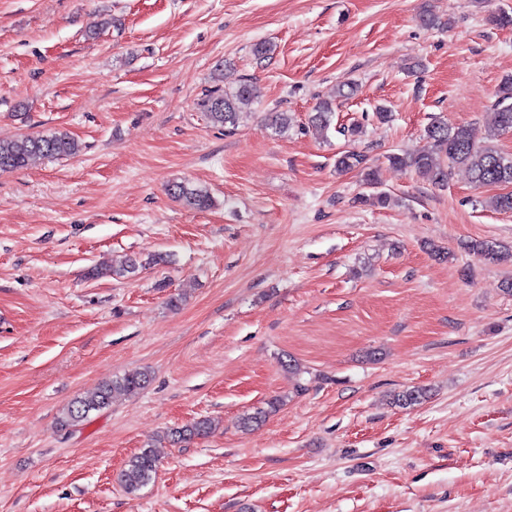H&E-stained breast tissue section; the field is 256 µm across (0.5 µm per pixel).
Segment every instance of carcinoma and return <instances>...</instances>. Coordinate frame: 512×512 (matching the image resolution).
<instances>
[{"label":"carcinoma","instance_id":"1","mask_svg":"<svg viewBox=\"0 0 512 512\" xmlns=\"http://www.w3.org/2000/svg\"><path fill=\"white\" fill-rule=\"evenodd\" d=\"M257 86L250 80H244L233 89H226L214 83L205 89L200 100V108L207 113L210 123L231 133L239 124V104L257 97ZM493 131L499 135L512 131V76L501 81L493 102ZM333 117L330 102H320L314 112L309 115V123L318 132L329 129ZM428 145L412 154H390L387 161L400 167L413 169L435 186L448 183L452 169L462 167L470 175L471 182L477 187L497 186L506 191L492 199V206L497 211L512 212V156L500 152L495 145L488 143L478 145L472 139L469 130L464 126L450 127L448 123L436 119L426 130ZM80 151L78 141L69 133L55 131L52 133H33L20 139L0 141V172H11L26 167L36 156L46 158L69 157ZM336 169L349 171L360 169L365 184L371 188L377 185L376 170L370 166L366 155L355 151L342 153L336 159ZM168 194L185 205L204 210L212 206L210 194L194 188L185 182H172L167 186ZM468 251L492 262H505L512 256L498 246L484 240H472L466 244ZM161 257L140 260L127 257L110 274L117 277H132L148 266L156 265ZM149 383V375L145 372L132 371L102 384L95 392L84 397L75 398L66 408L60 420L61 426H76L86 421L93 412H100L112 404L118 395H135ZM427 398L423 388L407 389L394 395V403L399 406H415ZM283 404L279 396L273 397L265 406L256 408L255 412L242 418L241 428L247 430L255 424L263 422L271 413ZM215 429L214 422L209 418L196 419L180 428L166 433L173 443L190 441L204 437ZM158 459L152 448L147 447L134 456L120 472L118 481L124 490L134 494L147 486L154 478Z\"/></svg>","mask_w":512,"mask_h":512}]
</instances>
